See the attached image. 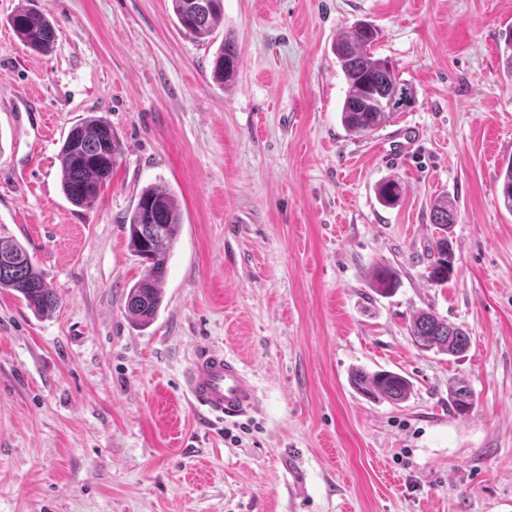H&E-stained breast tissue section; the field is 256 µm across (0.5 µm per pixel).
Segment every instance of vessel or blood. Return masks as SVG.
<instances>
[{
  "instance_id": "obj_1",
  "label": "vessel or blood",
  "mask_w": 512,
  "mask_h": 512,
  "mask_svg": "<svg viewBox=\"0 0 512 512\" xmlns=\"http://www.w3.org/2000/svg\"><path fill=\"white\" fill-rule=\"evenodd\" d=\"M181 388L190 404L216 420L238 417L257 407V390L239 361L224 352L205 350L192 361Z\"/></svg>"
}]
</instances>
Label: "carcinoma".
<instances>
[{
	"label": "carcinoma",
	"mask_w": 512,
	"mask_h": 512,
	"mask_svg": "<svg viewBox=\"0 0 512 512\" xmlns=\"http://www.w3.org/2000/svg\"><path fill=\"white\" fill-rule=\"evenodd\" d=\"M171 4L180 27L199 41L208 40L224 17V0H171ZM11 26L17 38L33 51L45 53L54 44L55 23L27 5L16 10ZM378 36L373 25L359 23L342 31L334 45L348 84L340 120L349 132L357 135L379 129L395 113L415 102L412 86L395 75L387 59L371 51ZM237 68L235 43L226 38L213 60L214 78L227 85L234 80ZM378 97L387 99L391 106L378 107ZM119 151V140L112 124L103 117L92 116L69 130L60 148L59 160L62 192L70 203L87 207L95 202L101 188L110 180ZM403 192L402 184L394 179L377 188L378 199L385 206L396 204ZM453 221L452 202L441 200L433 206L431 222L437 225L439 238L435 243L437 259L430 265L427 278L437 285L448 283L454 271V254L448 238ZM180 224L178 200L170 188L156 184L140 192L129 215V237L133 250L149 264V272L130 288L126 308L129 316L142 325L153 321L161 306L169 250ZM5 251L10 258L0 259V290L17 292L36 313L54 310L59 299L46 285L25 246L13 236L0 235V254ZM374 278L382 293L393 290L396 285V273L385 266L375 267ZM410 335L420 349L449 356H458L470 346L466 330L429 310H422L413 317ZM351 384L365 396L395 404L406 401L413 393L409 379L387 370L358 369L351 376ZM448 403L459 415L473 408L471 391L464 382L450 388Z\"/></svg>",
	"instance_id": "obj_1"
}]
</instances>
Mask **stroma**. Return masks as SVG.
<instances>
[{"instance_id": "35a3bbf8", "label": "stroma", "mask_w": 512, "mask_h": 512, "mask_svg": "<svg viewBox=\"0 0 512 512\" xmlns=\"http://www.w3.org/2000/svg\"><path fill=\"white\" fill-rule=\"evenodd\" d=\"M0 0V233L28 250L59 306L0 291V512H512V0H224L210 42L170 0H34L47 54ZM379 31L414 104L371 135L340 122L337 35ZM233 82L210 63L224 39ZM121 153L90 207L58 153L83 118ZM399 181L392 206L377 185ZM165 183L182 214L148 326L126 310L147 273L126 220ZM456 208L452 279H427L435 200ZM399 275L376 292L374 266ZM432 310L465 354L410 334ZM244 364L258 412L203 418L178 387L196 352ZM407 376L395 405L353 371ZM469 385L468 415L448 406ZM17 38L29 49L45 53L55 41V23L45 14L29 6H21L11 18ZM238 68V54L235 43L224 39L213 60L214 78L225 86L234 80ZM410 334L420 349L435 350L448 356H458L470 346V336L466 330L448 323L429 310H422L413 317Z\"/></svg>"}]
</instances>
